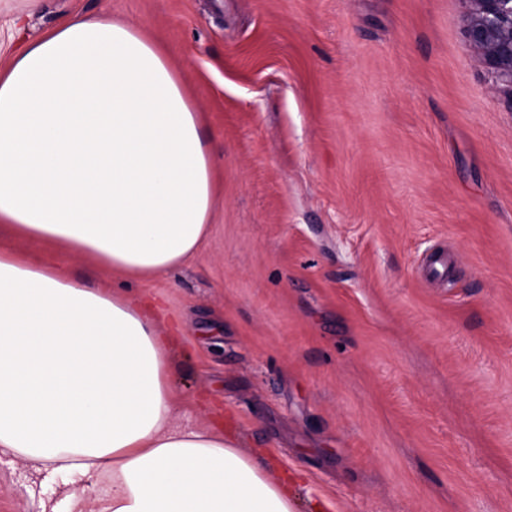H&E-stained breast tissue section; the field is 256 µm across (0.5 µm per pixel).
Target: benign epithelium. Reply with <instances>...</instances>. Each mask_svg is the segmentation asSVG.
Listing matches in <instances>:
<instances>
[{
    "mask_svg": "<svg viewBox=\"0 0 512 512\" xmlns=\"http://www.w3.org/2000/svg\"><path fill=\"white\" fill-rule=\"evenodd\" d=\"M466 35L495 82L512 86V0H471Z\"/></svg>",
    "mask_w": 512,
    "mask_h": 512,
    "instance_id": "obj_1",
    "label": "benign epithelium"
}]
</instances>
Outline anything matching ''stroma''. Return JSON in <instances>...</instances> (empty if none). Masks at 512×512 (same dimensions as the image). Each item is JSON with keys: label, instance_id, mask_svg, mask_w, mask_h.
<instances>
[{"label": "stroma", "instance_id": "1", "mask_svg": "<svg viewBox=\"0 0 512 512\" xmlns=\"http://www.w3.org/2000/svg\"><path fill=\"white\" fill-rule=\"evenodd\" d=\"M469 0H0V75L79 15L138 26L208 138L176 422L301 471L297 512H512V88ZM0 459V512L60 504Z\"/></svg>", "mask_w": 512, "mask_h": 512}]
</instances>
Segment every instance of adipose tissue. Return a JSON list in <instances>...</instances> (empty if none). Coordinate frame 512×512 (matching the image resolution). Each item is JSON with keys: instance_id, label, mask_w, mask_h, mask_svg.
<instances>
[{"instance_id": "obj_1", "label": "adipose tissue", "mask_w": 512, "mask_h": 512, "mask_svg": "<svg viewBox=\"0 0 512 512\" xmlns=\"http://www.w3.org/2000/svg\"><path fill=\"white\" fill-rule=\"evenodd\" d=\"M212 204L206 133L134 26L67 18L0 77V224L61 257L0 249V456L61 477L67 512H296V475L174 422V339L123 284L190 261Z\"/></svg>"}]
</instances>
